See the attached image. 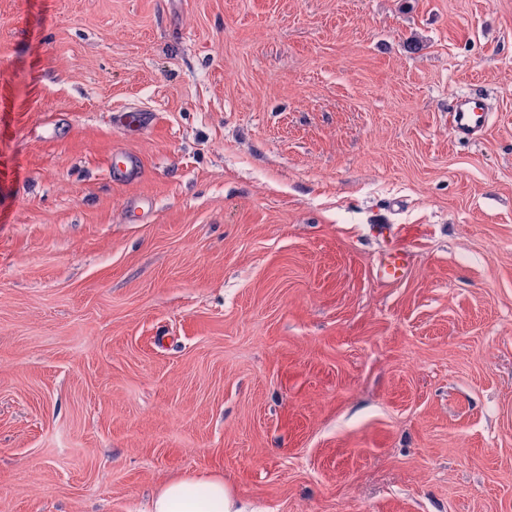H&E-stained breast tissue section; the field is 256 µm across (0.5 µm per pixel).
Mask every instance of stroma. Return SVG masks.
Returning <instances> with one entry per match:
<instances>
[{"label":"stroma","mask_w":512,"mask_h":512,"mask_svg":"<svg viewBox=\"0 0 512 512\" xmlns=\"http://www.w3.org/2000/svg\"><path fill=\"white\" fill-rule=\"evenodd\" d=\"M208 475L512 512V0H0V512ZM489 117L475 99L460 97L448 113V129L455 139L469 138L488 124ZM408 255L401 249H392L380 263L379 276L385 282L399 280L406 271Z\"/></svg>","instance_id":"stroma-1"}]
</instances>
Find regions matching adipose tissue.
<instances>
[{"instance_id": "ef3b65f1", "label": "adipose tissue", "mask_w": 512, "mask_h": 512, "mask_svg": "<svg viewBox=\"0 0 512 512\" xmlns=\"http://www.w3.org/2000/svg\"><path fill=\"white\" fill-rule=\"evenodd\" d=\"M147 512H246L222 478L192 477L162 485L151 497Z\"/></svg>"}]
</instances>
